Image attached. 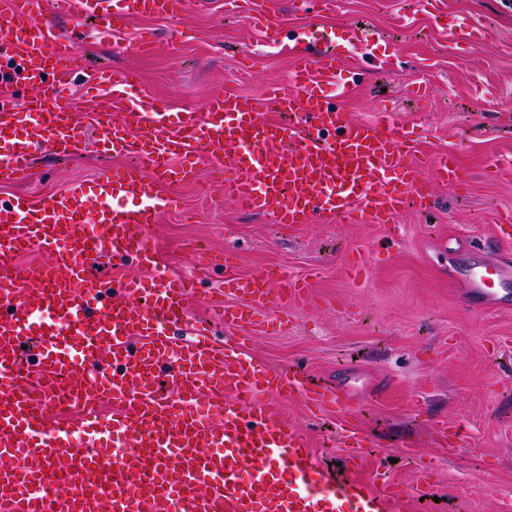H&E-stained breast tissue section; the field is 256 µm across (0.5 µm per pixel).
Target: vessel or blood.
Wrapping results in <instances>:
<instances>
[{
    "label": "vessel or blood",
    "mask_w": 512,
    "mask_h": 512,
    "mask_svg": "<svg viewBox=\"0 0 512 512\" xmlns=\"http://www.w3.org/2000/svg\"><path fill=\"white\" fill-rule=\"evenodd\" d=\"M190 0H55L57 10L94 19L100 33L135 17L185 12ZM44 0H22L0 13V71L41 87L21 102L0 98V183L25 180L45 148L75 155L83 132L55 97L75 74L86 86H109L124 100L139 85L134 72L88 68L70 40L44 28ZM317 51L289 46L294 66L267 98L237 94L209 100L205 113L168 112L161 104L115 120L109 104L92 110L102 149L122 150L140 166L103 167L91 185L35 199H0V512H389L403 489L353 476L332 478L315 463L303 436L272 398H299L355 415L339 386H305L297 376H272L240 347L209 337L199 324L186 341L173 330L186 322L197 296L192 281L165 275L151 239L160 216L179 201L161 185L191 179L201 156L223 169L222 184L240 205L278 224L332 216L348 224H386L409 198L426 199L432 181L465 183L454 156L430 168L405 162L409 131L392 113L358 123L329 102L330 88L348 90L336 37L316 36ZM289 122L267 119L268 109ZM235 158L224 164L223 153ZM48 260L22 270L13 256L31 248ZM457 280L463 304H503L512 266L475 248ZM149 277L106 280L103 266L127 260ZM224 288L210 319L228 327L284 330L282 307L306 308V284L275 287V273L243 278L223 262ZM111 401V418L97 411ZM80 411L51 421L49 409ZM342 445L350 470L368 455L349 430ZM68 481H61V468Z\"/></svg>",
    "instance_id": "vessel-or-blood-1"
}]
</instances>
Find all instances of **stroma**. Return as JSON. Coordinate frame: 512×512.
<instances>
[{"instance_id": "stroma-1", "label": "stroma", "mask_w": 512, "mask_h": 512, "mask_svg": "<svg viewBox=\"0 0 512 512\" xmlns=\"http://www.w3.org/2000/svg\"><path fill=\"white\" fill-rule=\"evenodd\" d=\"M276 12L285 39L310 29L336 33V48L356 82L336 105L359 122L390 109L414 130L420 159L455 156L468 180L457 188L433 183L427 207L410 205L388 224H343L325 217L288 227L240 207L201 162L189 181L169 186L177 211L154 224L153 242L167 274L192 277L202 293L222 288L224 272L204 251L235 256L240 276L269 267L308 282L313 305L289 308L288 330L216 325L215 338L241 339L269 372L296 369L309 384L350 390L361 410L353 423L372 455L361 478L379 477L409 494L404 512H512V306L477 311L461 306L436 243H495L512 256V241H495L500 215L512 213V0H339L322 12L302 0H259ZM254 11L225 0H193L175 21L133 18L120 34H96L77 14L45 11L42 23L72 37L92 68L137 71L140 97L169 112L204 109L223 93L265 96L283 82L292 59L253 22ZM473 18L486 37L469 38L457 19ZM143 50L133 44L142 35ZM423 86L424 95L413 93ZM80 83L58 98L86 138L78 155L35 163L19 184L0 185L37 198L89 182L105 165L135 164L131 155L103 154ZM366 260L365 279L351 281L349 263ZM289 425L307 440L317 465L345 474L344 415L280 403ZM460 437L443 445L437 425Z\"/></svg>"}]
</instances>
